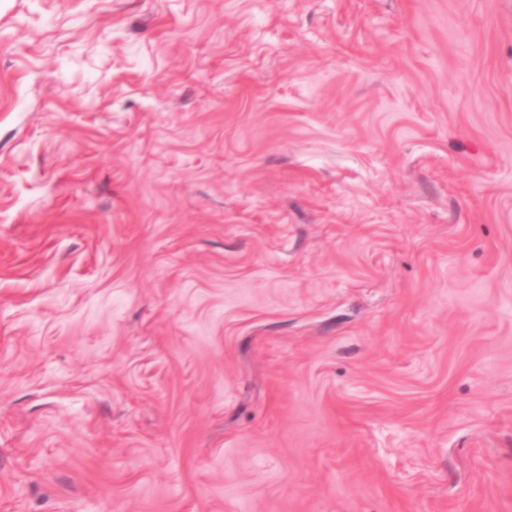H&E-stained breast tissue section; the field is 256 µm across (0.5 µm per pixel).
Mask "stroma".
<instances>
[{"mask_svg":"<svg viewBox=\"0 0 512 512\" xmlns=\"http://www.w3.org/2000/svg\"><path fill=\"white\" fill-rule=\"evenodd\" d=\"M0 512H512V0H0Z\"/></svg>","mask_w":512,"mask_h":512,"instance_id":"35a3bbf8","label":"stroma"}]
</instances>
